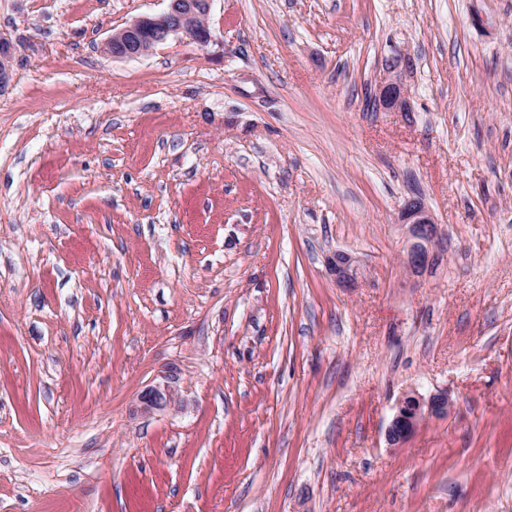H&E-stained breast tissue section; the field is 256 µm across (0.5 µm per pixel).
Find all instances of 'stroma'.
<instances>
[{"label": "stroma", "instance_id": "35a3bbf8", "mask_svg": "<svg viewBox=\"0 0 512 512\" xmlns=\"http://www.w3.org/2000/svg\"><path fill=\"white\" fill-rule=\"evenodd\" d=\"M167 6L0 0V512H512V0H211L209 46L105 53ZM408 390L452 407L393 447ZM17 58L16 44L0 35V93L11 86L13 67ZM396 63H389L386 67L388 76L379 83L374 92V101L380 109L395 112H408L407 96L404 85L395 73ZM398 220L407 242L406 264L412 273L422 274L437 254L438 225L420 197L405 200ZM330 265L338 284L350 286L357 279L358 266L356 260L351 255L342 251L336 252L331 259Z\"/></svg>", "mask_w": 512, "mask_h": 512}]
</instances>
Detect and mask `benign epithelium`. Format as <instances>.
Here are the masks:
<instances>
[{"label": "benign epithelium", "mask_w": 512, "mask_h": 512, "mask_svg": "<svg viewBox=\"0 0 512 512\" xmlns=\"http://www.w3.org/2000/svg\"><path fill=\"white\" fill-rule=\"evenodd\" d=\"M210 0H169L166 11L145 15L112 33L105 42L106 51L114 59L139 58L150 52V47L179 37L201 47L212 42L206 23ZM17 58L16 44L0 35V93L11 86L13 67ZM396 63L387 65L388 76L379 83L374 100L379 108L395 112L409 111L404 85L395 74ZM407 242L406 264L414 274L431 267L438 245V225L424 200L410 197L405 200L399 214ZM336 282L349 286L358 274L356 260L338 251L330 262ZM169 399L166 391L149 388L140 397L143 410L149 412L164 406ZM451 401L448 392L438 391L427 397L415 390L404 392L396 404V412L387 428V441L397 446L407 441L419 426L431 416L448 414Z\"/></svg>", "instance_id": "1"}]
</instances>
